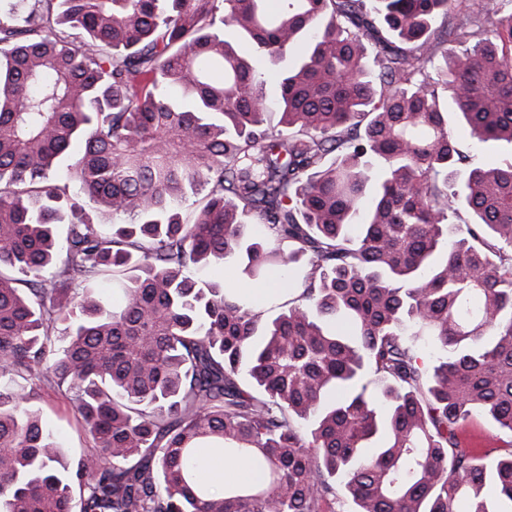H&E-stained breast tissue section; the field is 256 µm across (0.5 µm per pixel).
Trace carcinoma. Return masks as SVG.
<instances>
[{"label": "carcinoma", "mask_w": 512, "mask_h": 512, "mask_svg": "<svg viewBox=\"0 0 512 512\" xmlns=\"http://www.w3.org/2000/svg\"><path fill=\"white\" fill-rule=\"evenodd\" d=\"M456 2L0 0V512H512V162L448 122L512 147V0ZM450 128L461 151L475 157V160L485 166L505 165L511 159L510 150L506 146H484L477 144L469 129L457 123L452 114L449 120ZM35 408L51 420L58 433L62 448L67 456L79 454L90 448L91 440L85 437L79 422L69 408V403L60 392L48 390L34 402ZM492 424L481 418L472 419L464 428L463 440L472 448H481L482 452L495 455L499 444L495 442Z\"/></svg>", "instance_id": "cac0c4a2"}]
</instances>
